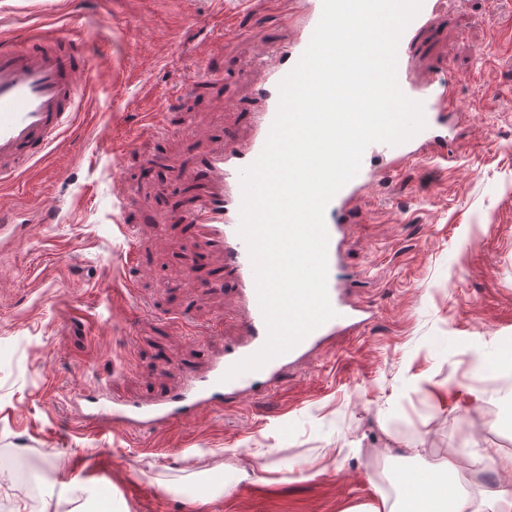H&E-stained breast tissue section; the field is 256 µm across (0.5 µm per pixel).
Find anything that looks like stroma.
I'll use <instances>...</instances> for the list:
<instances>
[{
	"label": "stroma",
	"instance_id": "obj_1",
	"mask_svg": "<svg viewBox=\"0 0 512 512\" xmlns=\"http://www.w3.org/2000/svg\"><path fill=\"white\" fill-rule=\"evenodd\" d=\"M296 0H0V39L83 41L92 79L45 160L0 185V448L37 455L52 479L0 481L15 512H345L383 492L368 448L393 469L449 457L478 489L512 495L491 448L512 456V0H443L416 39V71L447 63L454 157L413 160L354 206L344 243L353 300L375 317L336 338L261 399L140 436L83 428L77 400L169 394L241 333L222 254L185 222L210 188L176 181L225 141L288 44ZM238 31L225 34L223 14ZM263 481L197 505L216 470ZM81 470L78 487L71 473Z\"/></svg>",
	"mask_w": 512,
	"mask_h": 512
}]
</instances>
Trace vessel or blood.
Wrapping results in <instances>:
<instances>
[{
  "label": "vessel or blood",
  "mask_w": 512,
  "mask_h": 512,
  "mask_svg": "<svg viewBox=\"0 0 512 512\" xmlns=\"http://www.w3.org/2000/svg\"><path fill=\"white\" fill-rule=\"evenodd\" d=\"M440 6L439 0H423L420 12L406 27L398 46L397 78L402 92L421 102L424 128L408 141L390 145L370 144L362 156L358 174L329 202L325 211L328 232L327 291L336 312L289 352L273 358L261 369L226 379L236 362L255 354L264 345L267 328L259 306L254 271L246 243L240 237L241 169L262 152L279 103V84L307 48L318 25L323 0H304L302 22L296 38L287 46H270L259 58L267 77L250 112L251 134L246 142H227L210 154L202 171L212 182L187 215L204 248L221 252L232 275L241 305L243 337L225 341L211 356L207 368L186 377L181 389L154 399L107 400L88 397L90 417L98 429L118 424L137 434H150L200 413L220 412L232 401L265 396L278 386L289 367L298 366L325 341L340 332L360 333L374 312L347 299L348 274L341 263L346 224L352 221L355 202L383 174L412 160L445 154L451 144L446 134L448 115L454 110L452 85L438 76L419 79L414 70L415 36ZM16 45H0V180L15 176L39 160L58 141L66 125L76 118L75 106L88 82L90 65L80 44L49 33H23Z\"/></svg>",
  "instance_id": "b4317fda"
}]
</instances>
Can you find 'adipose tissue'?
I'll use <instances>...</instances> for the list:
<instances>
[{"instance_id": "adipose-tissue-1", "label": "adipose tissue", "mask_w": 512, "mask_h": 512, "mask_svg": "<svg viewBox=\"0 0 512 512\" xmlns=\"http://www.w3.org/2000/svg\"><path fill=\"white\" fill-rule=\"evenodd\" d=\"M396 500H380L348 508L347 512H512V498L501 492L472 494L468 480L449 460L432 468L398 472Z\"/></svg>"}]
</instances>
